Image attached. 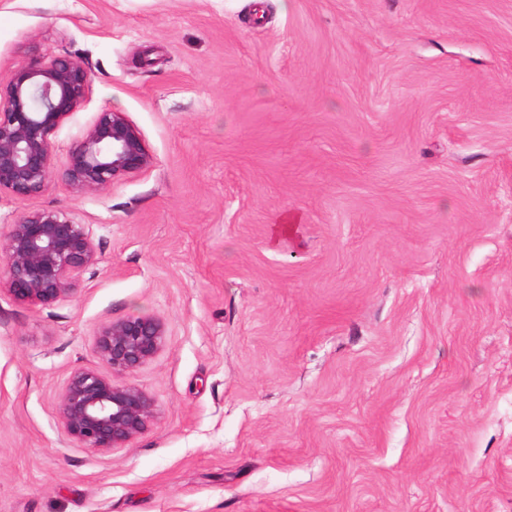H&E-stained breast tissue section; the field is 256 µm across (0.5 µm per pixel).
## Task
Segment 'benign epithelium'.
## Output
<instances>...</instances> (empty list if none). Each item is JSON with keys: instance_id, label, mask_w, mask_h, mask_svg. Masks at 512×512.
Wrapping results in <instances>:
<instances>
[{"instance_id": "benign-epithelium-1", "label": "benign epithelium", "mask_w": 512, "mask_h": 512, "mask_svg": "<svg viewBox=\"0 0 512 512\" xmlns=\"http://www.w3.org/2000/svg\"><path fill=\"white\" fill-rule=\"evenodd\" d=\"M91 72L81 59L38 54L0 86V192L38 195L52 173L74 192L105 190L117 178L154 163L139 129L121 112L104 110L54 168L51 137L81 106ZM6 276L0 292L23 303L50 305L74 291L98 260L85 224L57 210H35L8 225ZM164 324L153 316L109 322L97 331L96 352L111 373L131 372L165 343ZM66 435L85 448H122L143 434L154 402L140 389L94 370L71 373L59 401Z\"/></svg>"}]
</instances>
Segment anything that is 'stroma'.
I'll return each instance as SVG.
<instances>
[{"label":"stroma","mask_w":512,"mask_h":512,"mask_svg":"<svg viewBox=\"0 0 512 512\" xmlns=\"http://www.w3.org/2000/svg\"><path fill=\"white\" fill-rule=\"evenodd\" d=\"M81 58L154 158L57 209L98 260L0 295V512H512V0H0V83ZM294 224L280 228L283 216ZM166 328L117 376L155 403L70 440L111 321ZM66 435L85 448H122L143 434L154 402L140 389L94 370L71 373L59 401Z\"/></svg>","instance_id":"stroma-1"}]
</instances>
